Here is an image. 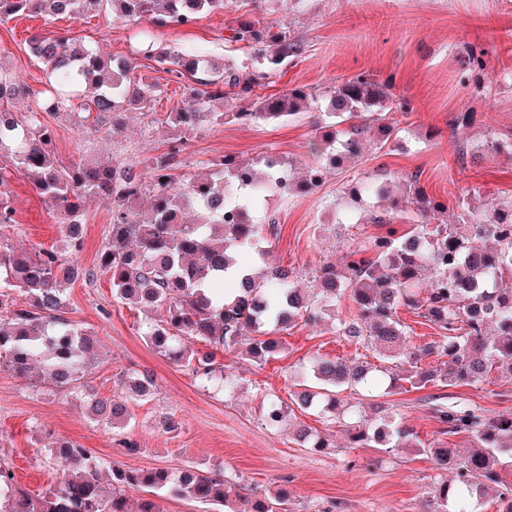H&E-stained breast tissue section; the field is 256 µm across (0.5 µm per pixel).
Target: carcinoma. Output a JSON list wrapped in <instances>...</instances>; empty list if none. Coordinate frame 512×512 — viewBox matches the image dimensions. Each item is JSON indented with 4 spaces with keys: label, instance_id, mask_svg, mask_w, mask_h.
Masks as SVG:
<instances>
[{
    "label": "carcinoma",
    "instance_id": "obj_1",
    "mask_svg": "<svg viewBox=\"0 0 512 512\" xmlns=\"http://www.w3.org/2000/svg\"><path fill=\"white\" fill-rule=\"evenodd\" d=\"M278 0H240L237 15L228 22L229 41L250 48L244 65L216 64L194 48L174 50L150 42L148 57L184 84L186 106L170 113L177 136L166 151L145 162L147 173L135 165L74 163L62 166L54 156V131L40 119L58 114L73 98L88 93L96 112L94 124L117 132L130 109L150 113L157 87L132 75L125 62L112 59L73 39L29 41V53L42 64L45 88L35 92L18 76L0 69V103L19 96L35 98L36 108L21 120L0 110V152L9 165H0V229L15 224L8 198L11 173L23 172L38 195L61 216L68 255L50 248L18 252L0 246V365L28 381L49 378L54 387L82 393L92 420L112 431L131 423L130 398L151 395L150 379L123 375L120 390L110 398L88 394L86 371L99 350L91 331L65 317L66 286L93 274L81 269L77 256L83 249V217L87 200L112 199L109 238L98 256V268L110 275L112 295L141 308L156 307L163 319L149 322L144 337L157 353L188 369L194 379L233 389L235 379L216 367L215 351L244 348L256 363H265L284 352L282 335L300 319L315 324L322 314L336 312L343 296L353 302L356 315L337 319V333L370 348L385 360H396L399 373L390 384L404 381L413 389L429 383L477 386L490 374H512V201L470 202L465 193L458 201V219L430 226L425 219L447 209L408 178L394 193L386 185L369 180L354 183L348 199L360 204L371 196L388 202L387 212L372 217L382 232L365 248L346 253L342 264L326 262L315 270L319 292L298 287L293 273L273 267L267 253L258 252V266L240 265L236 251L251 248L259 234L275 231L256 224L250 212L276 193L268 173L257 175L253 165L227 154L213 163L215 170L201 178L176 180L182 168L187 134L206 115L240 124L277 121L308 108L315 94L294 87L284 94L265 97L256 88L272 82L292 58L306 52L305 43L294 37L279 20H263L260 11L277 12ZM224 6V0H0V21L24 13L57 18L73 13H99L112 9V17L129 24L149 21L159 27L178 28ZM485 51L465 47L464 73L485 70ZM392 78L384 80L358 71L324 96V122L311 143L316 162L302 172L291 171L290 194L313 193L324 181V169L360 158L367 146L383 148L397 137L396 125L386 122L391 112H407L405 99L390 94ZM249 101L243 106L241 102ZM224 103V111L211 110ZM413 212L422 221L405 229L393 225L391 214ZM429 279L424 295L415 291ZM411 309L438 330L440 339L422 347L406 342L407 333L396 315L398 307ZM199 341L203 352L191 346ZM444 357L443 367L427 370L419 359ZM372 364L351 366L319 358L310 362L309 379L292 393L301 410L316 405L324 414L342 411L340 394L373 381ZM429 404L450 434L466 433L477 448L465 456L453 448H424L441 469L453 472L430 492L437 508L428 512H472L474 497L494 489L500 512H512V487L502 475L501 458L512 460V413L486 415L462 401L446 403L430 397ZM379 417L368 420L350 416L345 434L352 448L382 447L388 451L413 446L411 430L382 404ZM288 408L273 400L267 424L281 427ZM296 437L312 448H330L323 436L306 428ZM63 464V478L41 493L30 496L16 487L13 471L0 463V512H163L160 492L192 499L214 512H279L287 492L255 495L243 507L225 510L228 496L224 478L195 468L178 477L162 468L110 469L108 484L99 474L100 462L76 442L50 452ZM138 487L143 495L130 500L125 490Z\"/></svg>",
    "mask_w": 512,
    "mask_h": 512
}]
</instances>
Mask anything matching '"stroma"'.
Segmentation results:
<instances>
[{"instance_id": "1", "label": "stroma", "mask_w": 512, "mask_h": 512, "mask_svg": "<svg viewBox=\"0 0 512 512\" xmlns=\"http://www.w3.org/2000/svg\"><path fill=\"white\" fill-rule=\"evenodd\" d=\"M231 17L226 8L189 26L159 28L150 23L128 25L108 12L49 20L18 16L0 23V64L33 89H42L44 71L29 55L28 41L34 36H66L128 60L135 77L158 84L160 92L151 102L155 123L148 134L136 112L129 113L121 133L95 132L90 122L78 119L88 110L83 97L74 98L69 111L42 117L54 130L59 163L118 165L163 153L168 115L186 103L181 83L143 55V42L171 48L194 44L214 58L242 64L250 50L226 41L225 23ZM275 17L302 37L307 50L289 61L272 83L259 88V95L296 86L319 95L364 70L392 78L394 97L408 100L412 107L409 113L393 115L399 129L396 141L381 149L368 147L359 159L329 170L314 193L273 196L254 213L258 224L267 216L276 218V234L262 235L259 244L277 265L296 274L300 287L315 290V267L341 262L347 248L368 244L377 234L369 216L385 209V202L372 197L365 208L357 209L342 200L356 181L393 184L419 174L424 191L448 205L439 217L443 223L454 220L464 192L480 200L512 199V159L485 146L490 138L512 141V0H284ZM468 44L486 50V70L463 86L461 57ZM464 111L473 113L472 124L450 127V117ZM320 112L321 105L315 102L284 121L243 125L205 119L188 137L180 174L187 179L205 175L210 163L226 154L244 160L276 154L304 168L313 160L310 144ZM466 144L481 145L482 150L464 167L457 151ZM8 190L16 225L6 229L0 241L16 248L64 250L58 219L27 177L14 173ZM111 211V201L104 198L91 199L85 206L79 264L94 271L95 277L68 286L66 311L70 320L96 332L101 341L100 360L86 377L97 396L111 397L124 371L153 379L152 397L133 404V420L126 430L138 450L129 454L117 445L111 428L89 418L81 397L47 382L32 386L0 367V461L11 466L24 492L35 495L57 481L60 470L51 466L48 453L51 446L69 440L88 448L105 466L158 467L176 474L194 466L222 474L234 499L283 487L288 491V512H424L432 487L446 473L422 454V447L454 448L464 454L476 446L467 434L445 432L429 396L470 402L490 414L512 413V375L495 373L479 386L410 391L399 387L380 399L365 388L348 395V402L370 419L375 416L373 403H386L413 429L418 441L414 448L387 453L348 447L338 419L312 409H293L287 425L266 427L269 400L289 402L312 358L371 363L373 352L338 335L330 322H301L285 335V352L265 364H256L237 350L216 352L217 363L237 380L234 391L200 383L147 345V312L114 298L108 278L96 273ZM300 425L328 437L332 447L317 451L301 446L293 432Z\"/></svg>"}]
</instances>
